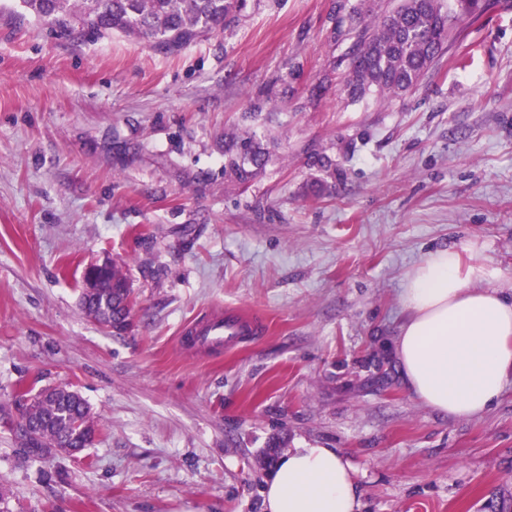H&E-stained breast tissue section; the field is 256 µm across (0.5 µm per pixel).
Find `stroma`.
Listing matches in <instances>:
<instances>
[{
	"mask_svg": "<svg viewBox=\"0 0 512 512\" xmlns=\"http://www.w3.org/2000/svg\"><path fill=\"white\" fill-rule=\"evenodd\" d=\"M358 2L248 0L173 52L0 12V402L62 383L98 421L59 463L22 461L0 426L8 512H263L278 442L340 449L359 512H512V374L483 415L451 418L391 350L431 251L512 293V0L469 29L467 68L353 101ZM244 129L279 146L242 190L222 143ZM105 258L132 286L120 333L78 304ZM228 308L264 332L231 353L180 341Z\"/></svg>",
	"mask_w": 512,
	"mask_h": 512,
	"instance_id": "obj_1",
	"label": "stroma"
}]
</instances>
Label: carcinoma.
I'll use <instances>...</instances> for the list:
<instances>
[{
    "mask_svg": "<svg viewBox=\"0 0 512 512\" xmlns=\"http://www.w3.org/2000/svg\"><path fill=\"white\" fill-rule=\"evenodd\" d=\"M20 15L70 35L99 39L114 33L146 40L163 51L183 48L200 36L224 29L246 8L247 0H14ZM481 0H400L379 19L355 28L345 89L352 99L368 93L400 98L418 88L454 43L479 23ZM270 146L248 132L224 135V179L249 184L266 166ZM95 293L82 290L81 308L112 318V326H129L131 288L126 274L111 264ZM32 402L18 395L0 405V420L17 415L10 426L17 455L24 460L68 459L70 449L88 448L97 424L86 400L67 385L42 389Z\"/></svg>",
    "mask_w": 512,
    "mask_h": 512,
    "instance_id": "1",
    "label": "carcinoma"
}]
</instances>
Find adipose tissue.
I'll return each mask as SVG.
<instances>
[{"label":"adipose tissue","mask_w":512,"mask_h":512,"mask_svg":"<svg viewBox=\"0 0 512 512\" xmlns=\"http://www.w3.org/2000/svg\"><path fill=\"white\" fill-rule=\"evenodd\" d=\"M455 248L431 252L407 272L406 317L393 353L407 389L435 411L482 415L512 372V296L482 286ZM264 512H357L353 469L336 448H292L262 492Z\"/></svg>","instance_id":"ef3b65f1"}]
</instances>
